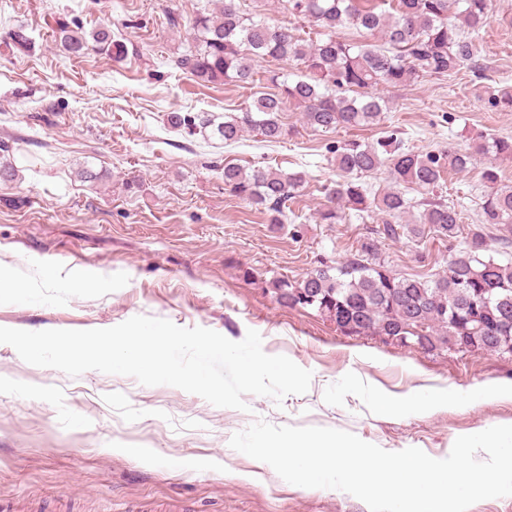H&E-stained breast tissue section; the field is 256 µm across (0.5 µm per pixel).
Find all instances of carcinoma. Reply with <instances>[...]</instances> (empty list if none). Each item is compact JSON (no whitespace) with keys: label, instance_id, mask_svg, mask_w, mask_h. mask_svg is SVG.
I'll list each match as a JSON object with an SVG mask.
<instances>
[{"label":"carcinoma","instance_id":"obj_1","mask_svg":"<svg viewBox=\"0 0 512 512\" xmlns=\"http://www.w3.org/2000/svg\"><path fill=\"white\" fill-rule=\"evenodd\" d=\"M294 17L324 31L307 40L298 28L256 19L242 12L236 0H214L211 10L194 18L195 44L174 65L204 83L252 84L258 60L293 63L299 75L269 71L275 93L258 96L238 112L212 125L191 114L170 112L171 128L189 135L214 126L232 145L245 131L265 142L286 135L281 114L293 106L306 123L326 131L374 126L386 119L388 103L373 94L380 85L402 86L426 76H451L467 66L482 68L477 35L492 18L493 0H282ZM60 43L72 55L98 49L116 57L124 45L102 27L92 41L70 33L57 22ZM354 26L379 36L377 42L350 43L336 38L339 28ZM491 105L512 107V88L485 87ZM482 154L496 161L512 158V137H491L474 151L455 148L416 154L393 131L374 144L356 139L332 149L331 164L341 180L326 189L327 204L317 213L321 224H336L346 211L364 220L379 217L356 250L343 263L323 265L300 280L278 277L268 282L275 301L293 308L305 298L308 307L326 319L344 313L352 336H414L424 353L448 352L464 343L468 354H497L502 337L512 336V265L498 256L512 246V186L500 184L496 167L487 165L482 178L488 191L478 203L477 224L461 236L462 213L437 193L445 173L467 170ZM388 170L391 187L370 195L360 182L364 173ZM305 182L302 172L283 173L271 167L250 170L224 164V187L283 223L284 209ZM421 189V198L408 196ZM450 242L463 237L448 269L424 280L399 276L380 255L385 240L421 235V225Z\"/></svg>","mask_w":512,"mask_h":512}]
</instances>
